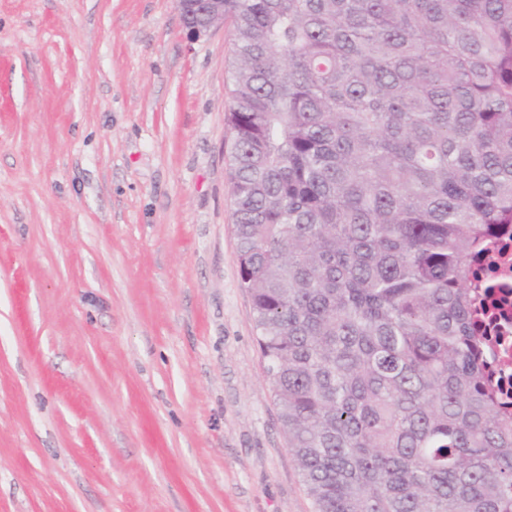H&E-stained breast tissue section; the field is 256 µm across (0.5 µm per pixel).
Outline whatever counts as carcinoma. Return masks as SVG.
I'll list each match as a JSON object with an SVG mask.
<instances>
[{
	"instance_id": "obj_1",
	"label": "carcinoma",
	"mask_w": 512,
	"mask_h": 512,
	"mask_svg": "<svg viewBox=\"0 0 512 512\" xmlns=\"http://www.w3.org/2000/svg\"><path fill=\"white\" fill-rule=\"evenodd\" d=\"M223 4L241 283L314 512H512L476 292L512 249V0Z\"/></svg>"
}]
</instances>
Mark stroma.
<instances>
[{"instance_id": "stroma-1", "label": "stroma", "mask_w": 512, "mask_h": 512, "mask_svg": "<svg viewBox=\"0 0 512 512\" xmlns=\"http://www.w3.org/2000/svg\"><path fill=\"white\" fill-rule=\"evenodd\" d=\"M231 25L0 0V512H314L241 286Z\"/></svg>"}]
</instances>
